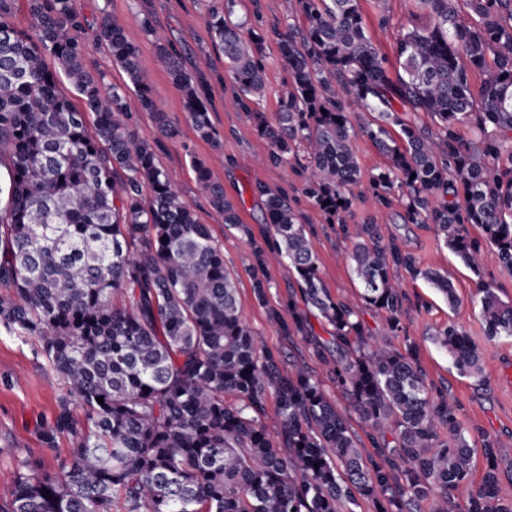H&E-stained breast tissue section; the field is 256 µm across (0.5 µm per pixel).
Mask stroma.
<instances>
[{
  "mask_svg": "<svg viewBox=\"0 0 512 512\" xmlns=\"http://www.w3.org/2000/svg\"><path fill=\"white\" fill-rule=\"evenodd\" d=\"M103 5L107 6L111 21L121 26L128 39L138 46L140 64L157 107L168 112L180 129L177 138L163 137L152 114L143 109L138 94L131 90L125 103L137 118L138 134L155 143L158 161L171 173L177 192L191 204L199 221L208 225L214 239L222 245L224 267L238 288L242 318L260 344L278 353L284 362L301 364L322 377L328 398L344 416L360 452L367 458L375 456L369 429L340 387L328 378L316 352L317 342L329 340L331 327L311 315L307 318L306 333L284 336L280 327L269 320L267 309L300 303L298 276L288 265L269 266L267 300L259 302L253 292L249 245L250 238H262L267 232L265 190H280L313 244L324 288L334 299L356 304L360 301L361 285L343 254L354 246L350 234L353 225H373L383 242H395L412 253L421 268L446 274L455 288L458 303L449 306L425 279L412 277L405 269H395L394 275L402 284L404 310L399 329L389 333L386 310L367 307L362 313L366 335L388 338L401 351L415 348L418 364L433 395L446 397L455 405L466 436L476 442L488 439L498 443L499 495L512 500V339L486 338L477 291L479 282L484 281L493 285L502 301L512 302V273L501 266L495 249L485 247L481 271L473 273L438 239L433 225L403 223L402 208L398 205L389 213L380 210L372 197L369 178L386 167L387 159L362 135L353 141L362 179L352 188L345 223L330 222L304 193L300 167L291 162L270 161L267 141L259 135L247 113L233 103V84L225 72L224 55L215 46L203 21L208 11L223 8L224 0H77L78 9L88 19L81 33L88 68L104 72L107 82L121 85L127 81L124 71L113 64L98 40L99 8ZM361 6L368 36L381 47L390 73H397V26L426 21L417 0H387L383 5L378 0H361ZM384 12L391 17L387 27L379 22ZM146 19L175 46L183 67L206 81L207 108L220 135L219 147L201 140L187 121L182 95L159 66L156 48L142 30ZM231 19L247 22L257 31L284 26L282 0H236ZM264 66L265 89L259 107L271 117L279 109L280 95L290 74L272 46L266 51ZM194 155L208 161L213 178L224 187L225 196L238 205L250 235L226 228L223 214L215 211L199 193L190 167ZM451 323L463 326L479 346L482 367L479 376L463 374L447 351L433 342L435 331ZM64 391L62 380L40 355L37 339L21 340L0 330V500L11 494V469L16 460H49L66 455L70 446L68 437H57L51 448L41 440V431L52 420L56 402Z\"/></svg>",
  "mask_w": 512,
  "mask_h": 512,
  "instance_id": "35a3bbf8",
  "label": "stroma"
}]
</instances>
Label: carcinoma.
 Wrapping results in <instances>:
<instances>
[{"label": "carcinoma", "mask_w": 512, "mask_h": 512, "mask_svg": "<svg viewBox=\"0 0 512 512\" xmlns=\"http://www.w3.org/2000/svg\"><path fill=\"white\" fill-rule=\"evenodd\" d=\"M419 2L427 22L397 27L402 73L394 78L366 34L360 0H284L285 31L246 34V22L218 11L207 26L246 112L264 90L266 44L276 42L291 82L275 121L261 112L252 118L270 159L302 167L305 193L330 220L343 222L351 204L361 175L352 141L363 134L389 159L369 179L378 208L390 207L397 192L406 222L434 225L475 274L484 241L512 272V0ZM15 4L0 0V152L8 158L0 186V327L38 339L64 381L42 440L51 447L66 435L71 448L50 462L17 461L0 512H356L361 498L375 512H411L427 500L430 512H448L466 486L475 444L454 405L432 395L414 352L374 340L327 369L372 432L376 458L366 459L323 382L258 347L223 249L175 191L154 145L139 136L125 104L131 87L162 136L174 139L179 129L157 108L137 45L100 10L99 40L129 81L110 84L87 68L80 38L87 19L76 0H27L25 30L12 22ZM299 17L307 29L295 27ZM143 30L198 136L220 145L203 87L147 19ZM475 72L483 74L477 93ZM63 77L82 107L60 87ZM418 112L431 116L434 129L412 122ZM463 124L474 125L477 137L464 138ZM190 164L224 224L249 237L255 297L266 300L269 262L286 263L304 305L332 327V340L362 337L359 308L323 287L285 195L264 191L270 237L258 242L207 162L192 155ZM470 225L483 240L470 238ZM354 237L349 259L361 300L389 313L391 331L403 313L393 268L422 276L456 304L447 276L421 269L365 224ZM479 292L488 338L512 337V303L483 281ZM116 294L129 305L115 308ZM268 316L286 336L304 329L291 307H270ZM434 340L461 372L481 373L479 348L464 329L450 323ZM483 453L482 483L460 512H512L499 496L495 444L484 442Z\"/></svg>", "instance_id": "carcinoma-1"}]
</instances>
